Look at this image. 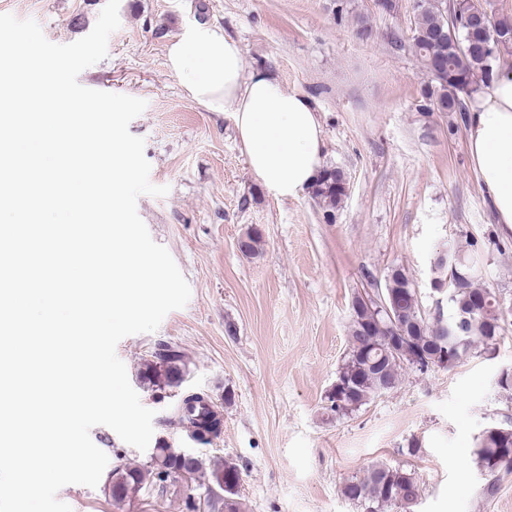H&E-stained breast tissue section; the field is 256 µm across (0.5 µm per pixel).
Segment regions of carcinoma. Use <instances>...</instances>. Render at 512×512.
<instances>
[{"instance_id":"cac0c4a2","label":"carcinoma","mask_w":512,"mask_h":512,"mask_svg":"<svg viewBox=\"0 0 512 512\" xmlns=\"http://www.w3.org/2000/svg\"><path fill=\"white\" fill-rule=\"evenodd\" d=\"M449 23L438 7L437 0H417L412 35V48L419 57L430 81L421 90L419 110L423 112H453L461 122H467L469 112L467 100L478 93L487 92L497 69L508 66L507 56L512 50L501 54L499 50L485 51L481 44L493 42L492 37L482 34L470 35L467 28L455 29L462 43L469 45L466 51L456 49L453 42L440 31H448ZM347 173L338 166L322 168L315 185L311 188L313 198L323 210L328 221L348 195ZM385 287L393 289L398 298V308L410 311L419 318L418 326L410 336V348L436 366L442 362L441 343L445 332L439 318L429 319L422 309L420 297L406 273L390 271ZM485 291L489 301L485 309L475 316L470 327V344L488 347L496 344L502 331L503 320L498 315L497 296L492 289L470 276L450 284L447 289L448 309L455 310L468 304L471 294ZM392 339L391 329L384 317L371 322L368 332L360 330L356 314H351L349 326V349L337 371V376L348 388L346 405L333 404L327 407L331 415L338 418L348 416L378 396L382 384L394 388L402 380L403 372L414 367L409 359H384L372 365L362 358L364 349L370 347L381 351ZM186 364L177 347L161 343L153 353V359L144 362L139 372L140 383L147 388H174L181 385ZM178 421L191 435L204 440L203 433L219 435L216 425L220 417L207 396L201 393L188 394L178 407ZM479 467L491 476L484 486L486 495L497 490L495 474L503 463L512 464V426H493L484 430L476 449ZM204 461L199 457L184 460L179 449L161 445L154 449L151 460L142 466L115 468L108 477L105 490L116 506L131 504L139 499L146 488L165 486L177 477L192 478L203 472ZM242 475L239 467L229 461L210 470V478L203 485L207 494L224 496V512H242L239 501V486ZM342 495L362 507L363 512H411L421 497V486L416 474L402 467L385 463H373L347 480Z\"/></svg>"}]
</instances>
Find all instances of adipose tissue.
<instances>
[{"label": "adipose tissue", "mask_w": 512, "mask_h": 512, "mask_svg": "<svg viewBox=\"0 0 512 512\" xmlns=\"http://www.w3.org/2000/svg\"><path fill=\"white\" fill-rule=\"evenodd\" d=\"M168 60L189 95L210 111L232 109L250 172L272 195L295 198L323 167V131L304 94L269 71L246 70L236 41L209 26L184 32ZM467 147L492 205L495 223L512 231V70L469 104Z\"/></svg>", "instance_id": "ef3b65f1"}]
</instances>
